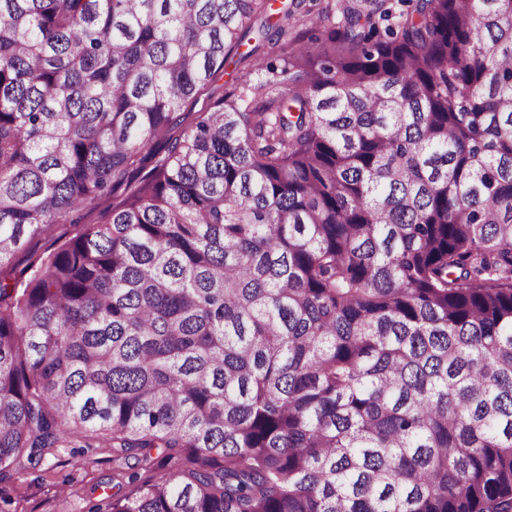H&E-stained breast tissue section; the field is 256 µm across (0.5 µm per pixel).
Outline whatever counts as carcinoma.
Here are the masks:
<instances>
[{"mask_svg":"<svg viewBox=\"0 0 512 512\" xmlns=\"http://www.w3.org/2000/svg\"><path fill=\"white\" fill-rule=\"evenodd\" d=\"M318 21L0 0V481L101 440L158 474L97 512H512V0ZM236 75L237 70L235 69V65L233 63L229 64L224 71V78L222 80L213 84L195 104L188 105L181 109L180 113L183 118V125L186 127L194 124L198 113L207 110L213 99L221 96L225 91H227L233 83ZM122 190L113 193L112 192L100 200L96 206L89 209H78L68 219L66 224H58L55 226L50 235L51 236H66L72 237L79 233L83 224H95L102 221L105 216L112 210V205L118 202L121 198Z\"/></svg>","mask_w":512,"mask_h":512,"instance_id":"carcinoma-1","label":"carcinoma"}]
</instances>
